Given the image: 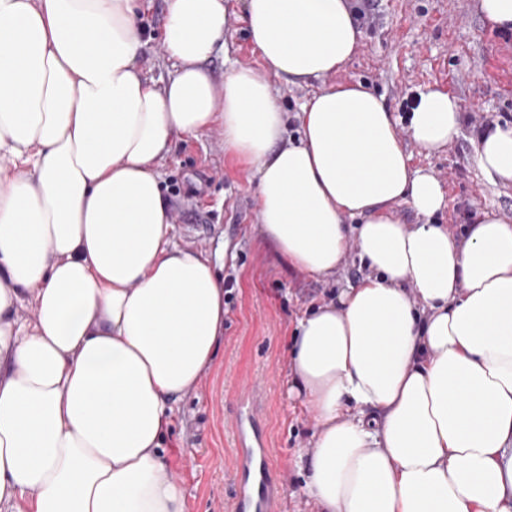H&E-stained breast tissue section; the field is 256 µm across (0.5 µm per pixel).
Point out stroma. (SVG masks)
<instances>
[{
	"mask_svg": "<svg viewBox=\"0 0 512 512\" xmlns=\"http://www.w3.org/2000/svg\"><path fill=\"white\" fill-rule=\"evenodd\" d=\"M479 0H376L359 19L364 40L342 81H359L382 95L388 111L405 117L403 104L419 91L454 96L462 116L459 138L444 150H412L411 165L433 173L447 205L439 223L461 231L481 212L512 216V187L491 184L474 160L482 125H512V31L489 25ZM166 0H148L142 15L147 45L144 73L163 83L172 60L160 49ZM258 66L240 0H231L224 48L208 63L216 84L225 59ZM161 184L176 214L174 241L207 253L224 280V337L196 393L181 400L165 439L169 462L184 478L188 512H226L236 464L234 415L241 388L258 384L261 419L272 450V476L284 491L278 512H312L303 494L295 452L308 447L314 422L300 399L289 396L287 342L313 303L330 300L363 271L347 261L336 278L293 269L258 230L256 181L249 166L224 151L218 132L176 141L159 165Z\"/></svg>",
	"mask_w": 512,
	"mask_h": 512,
	"instance_id": "stroma-1",
	"label": "stroma"
}]
</instances>
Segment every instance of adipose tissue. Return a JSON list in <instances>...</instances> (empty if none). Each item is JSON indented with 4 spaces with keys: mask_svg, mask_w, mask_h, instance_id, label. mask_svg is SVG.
<instances>
[{
    "mask_svg": "<svg viewBox=\"0 0 512 512\" xmlns=\"http://www.w3.org/2000/svg\"><path fill=\"white\" fill-rule=\"evenodd\" d=\"M145 8L0 0V512H187L162 439L215 361L224 284L174 243L158 166L214 129L293 268L330 278L354 251L366 269L288 349L315 512H512V216L435 223L445 193L405 149L452 144L456 98L420 92L402 135L372 89L333 83L363 38L348 0H244L261 65L220 86L224 0H167L160 87L138 65ZM276 79L320 83L294 140ZM474 160L512 186V125Z\"/></svg>",
    "mask_w": 512,
    "mask_h": 512,
    "instance_id": "ef3b65f1",
    "label": "adipose tissue"
}]
</instances>
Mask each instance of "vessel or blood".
Returning a JSON list of instances; mask_svg holds the SVG:
<instances>
[{
  "instance_id": "1",
  "label": "vessel or blood",
  "mask_w": 512,
  "mask_h": 512,
  "mask_svg": "<svg viewBox=\"0 0 512 512\" xmlns=\"http://www.w3.org/2000/svg\"><path fill=\"white\" fill-rule=\"evenodd\" d=\"M237 467L231 512H277L280 487L271 473V450L259 420V402L245 392L235 415Z\"/></svg>"
}]
</instances>
